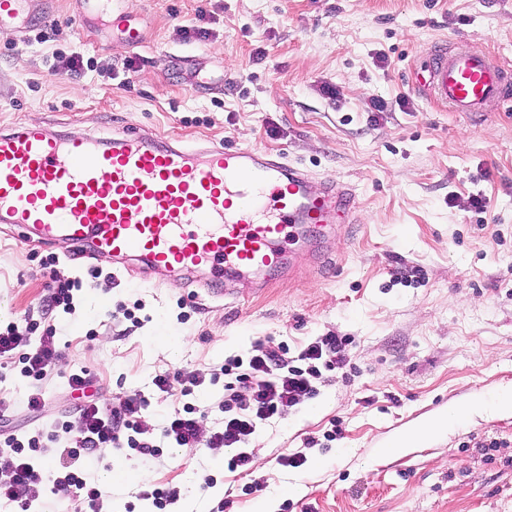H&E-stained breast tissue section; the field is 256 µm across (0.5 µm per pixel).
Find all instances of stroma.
I'll use <instances>...</instances> for the list:
<instances>
[{"mask_svg":"<svg viewBox=\"0 0 512 512\" xmlns=\"http://www.w3.org/2000/svg\"><path fill=\"white\" fill-rule=\"evenodd\" d=\"M50 6L43 31L0 38V128L15 122L100 138L129 126L188 144L221 141L270 151L354 189L359 221L332 260L298 258L292 280L236 281L233 299H197L200 271L156 284L138 261L76 257L0 223V325L40 320L53 279L80 280L75 309L59 314L62 357L43 382L46 409H25L29 381L0 358V431L54 435L69 445L72 370L115 403L151 392L149 424L194 404L203 435L218 427L225 359L257 341L298 352L324 336L349 338L346 373L253 438L254 465L230 471V451L167 448L145 458L115 448L87 461L88 477L126 471L108 486L107 512H157L139 493L180 491L175 512H512V100L488 112L448 111L409 85L437 44L491 57L512 74V0H124L144 33L131 49L83 0ZM204 28L208 39L186 37ZM50 41H42L41 32ZM80 52L86 73L57 72L56 53ZM192 57L165 67L167 54ZM202 72L210 90L192 86ZM336 87V98L321 91ZM386 109L376 112L373 100ZM487 211L469 208L470 196ZM161 371L205 379L190 398L152 393ZM482 399L450 429L413 440L425 419ZM339 426L340 438L325 437ZM301 451L289 468L282 455ZM214 478L205 487V478Z\"/></svg>","mask_w":512,"mask_h":512,"instance_id":"1","label":"stroma"}]
</instances>
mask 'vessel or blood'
I'll list each match as a JSON object with an SVG mask.
<instances>
[{"instance_id":"1","label":"vessel or blood","mask_w":512,"mask_h":512,"mask_svg":"<svg viewBox=\"0 0 512 512\" xmlns=\"http://www.w3.org/2000/svg\"><path fill=\"white\" fill-rule=\"evenodd\" d=\"M84 2L127 47L142 45L122 0ZM46 22L32 0H0V26L23 35ZM411 86L452 112L512 99V80L497 63L462 47L431 48ZM352 195L336 178L317 180L279 155L221 142L191 147L134 128L109 139L23 123L0 130L1 223L47 241L89 243L158 274L208 269L202 290L212 299H228L229 281L246 273L261 282L291 277L288 240L302 239L310 264L323 266L328 238L357 221Z\"/></svg>"}]
</instances>
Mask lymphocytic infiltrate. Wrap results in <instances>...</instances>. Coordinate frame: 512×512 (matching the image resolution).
<instances>
[{"instance_id": "lymphocytic-infiltrate-1", "label": "lymphocytic infiltrate", "mask_w": 512, "mask_h": 512, "mask_svg": "<svg viewBox=\"0 0 512 512\" xmlns=\"http://www.w3.org/2000/svg\"><path fill=\"white\" fill-rule=\"evenodd\" d=\"M348 344L346 338L324 336L292 356L284 344L266 341L252 345L247 357L226 359L220 369L226 379L224 398L219 403L224 424L206 438L201 435L195 407L175 409L155 428L143 419L150 401L142 391L127 393L117 405H105L86 395V371L73 370L67 378L68 386L82 392L83 398L76 406L79 418L68 456L76 461L113 447L156 458L166 446L194 448L203 444L218 451L234 449L230 470H250L254 455L248 445L259 424L275 416L286 417L293 407L313 398L316 380L346 366ZM14 354L23 365V375L31 381L26 407L41 411L45 406L41 383L61 357L55 326L40 330L32 323L23 327L11 323L0 329V357ZM0 443L14 454L13 461L0 470V502L14 505L15 512H33L48 489L86 505L88 512H103L102 488L81 473L65 469L43 475L38 462L48 455L50 446L42 433L11 434Z\"/></svg>"}]
</instances>
